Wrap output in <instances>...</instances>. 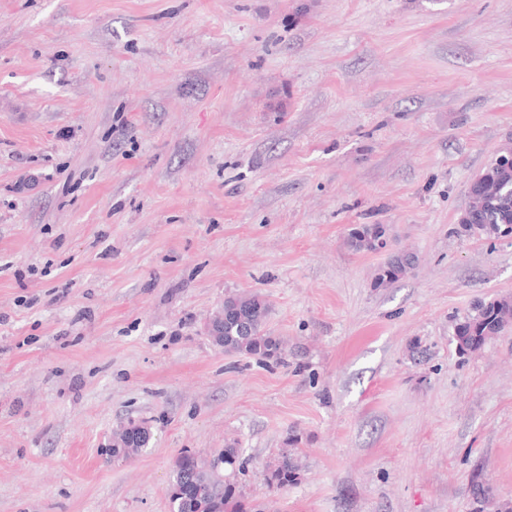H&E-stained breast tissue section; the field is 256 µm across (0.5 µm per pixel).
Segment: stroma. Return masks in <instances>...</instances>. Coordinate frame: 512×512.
Wrapping results in <instances>:
<instances>
[{
  "label": "stroma",
  "mask_w": 512,
  "mask_h": 512,
  "mask_svg": "<svg viewBox=\"0 0 512 512\" xmlns=\"http://www.w3.org/2000/svg\"><path fill=\"white\" fill-rule=\"evenodd\" d=\"M511 141L512 0H0V512H169L229 444L269 512L512 508V329L454 340L512 297L459 224ZM254 291L281 363L207 335ZM388 244V229L384 224H356L349 230L348 245L354 252H377L379 241ZM417 265V258L413 253L397 251L392 252L375 276L373 287L388 288L397 281L412 273ZM512 327V298L502 297L479 304L474 313L460 321L454 339L461 353L480 350L488 338ZM117 431L127 433V435L131 437H125L122 435L120 438L117 437L115 440L112 441V448H109V450L112 453V457L116 458H129L133 454H137L142 448L138 446V443H136V448H125V445H130L125 440L128 438L132 443L135 441V438L133 436H139L142 434V436L145 435L146 429L140 425V423L135 422H128L127 424L121 426ZM133 435V436H132ZM299 475V466L295 463L294 459L284 453L281 460L271 470L267 477V482L270 486L276 488H284L288 485L295 483Z\"/></svg>",
  "instance_id": "35a3bbf8"
}]
</instances>
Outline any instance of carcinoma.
<instances>
[{"mask_svg": "<svg viewBox=\"0 0 512 512\" xmlns=\"http://www.w3.org/2000/svg\"><path fill=\"white\" fill-rule=\"evenodd\" d=\"M476 197L468 198L459 224L470 236L493 239L512 233V164L491 160L476 175ZM388 239L383 224H356L349 230L348 245L355 252H376L379 241ZM417 265L414 254L397 251L378 270L373 287L388 288L412 273ZM269 303L262 294L229 295L224 298V352L255 357L260 361L284 360V348L279 338L265 329ZM512 328V298L502 297L479 304L474 313L460 321L454 330L457 348L462 353L480 350L488 338ZM134 437H118L110 451L116 458H128L140 448L127 447ZM238 461L237 449L229 446L216 459L206 463L189 451L178 458L169 490V512H261L236 496L233 486L224 476L225 467ZM299 466L284 453L267 477L270 486L284 488L295 483Z\"/></svg>", "mask_w": 512, "mask_h": 512, "instance_id": "carcinoma-1", "label": "carcinoma"}]
</instances>
